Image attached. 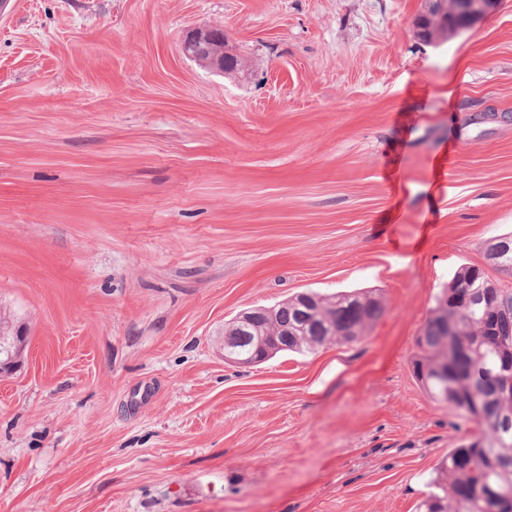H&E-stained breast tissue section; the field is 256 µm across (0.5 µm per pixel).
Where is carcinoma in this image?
<instances>
[{"instance_id":"1","label":"carcinoma","mask_w":512,"mask_h":512,"mask_svg":"<svg viewBox=\"0 0 512 512\" xmlns=\"http://www.w3.org/2000/svg\"><path fill=\"white\" fill-rule=\"evenodd\" d=\"M485 258L497 270L512 274V234L487 240ZM310 305L295 298L270 307L245 311L244 318L224 324V349L240 365L250 366L275 353H310L330 343H349L364 335L383 314L375 290L342 292L326 298L305 292ZM458 309L453 335L441 328L443 303ZM345 335H339V332ZM413 371L430 396L444 402L475 424L472 436L448 451V482L442 493L423 501L425 512H493L490 490L512 495V468L498 461L512 459V400L497 397V387L512 381V289L498 287L477 266L461 268L448 283L442 299L416 338ZM465 350L479 368L480 385L464 379L443 383L434 371L448 363L449 354Z\"/></svg>"}]
</instances>
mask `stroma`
Listing matches in <instances>:
<instances>
[{"instance_id": "stroma-1", "label": "stroma", "mask_w": 512, "mask_h": 512, "mask_svg": "<svg viewBox=\"0 0 512 512\" xmlns=\"http://www.w3.org/2000/svg\"><path fill=\"white\" fill-rule=\"evenodd\" d=\"M11 0L0 16V512H417L475 426L415 340L512 231V0ZM223 29L243 67L186 58ZM376 289L365 337L255 366L224 324ZM499 1L424 0V13L415 24L416 35L427 42L445 40L491 13ZM224 32L221 29H207L191 33L182 46L183 54L190 60L211 71L224 74L230 71L224 55ZM8 328L9 325L7 327L2 326V321L0 320V371L2 372L7 371L12 364L19 362L18 358L24 343V336L19 331L10 333ZM4 356H6L5 359Z\"/></svg>"}]
</instances>
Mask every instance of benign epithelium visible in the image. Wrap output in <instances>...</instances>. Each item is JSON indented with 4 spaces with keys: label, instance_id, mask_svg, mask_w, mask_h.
<instances>
[{
    "label": "benign epithelium",
    "instance_id": "benign-epithelium-1",
    "mask_svg": "<svg viewBox=\"0 0 512 512\" xmlns=\"http://www.w3.org/2000/svg\"><path fill=\"white\" fill-rule=\"evenodd\" d=\"M499 0H424V13L415 24L416 35L428 42L441 41L468 28L495 10ZM224 32L207 29L191 33L182 46L183 54L211 71H230L224 55ZM24 336L0 325V371L18 362Z\"/></svg>",
    "mask_w": 512,
    "mask_h": 512
}]
</instances>
